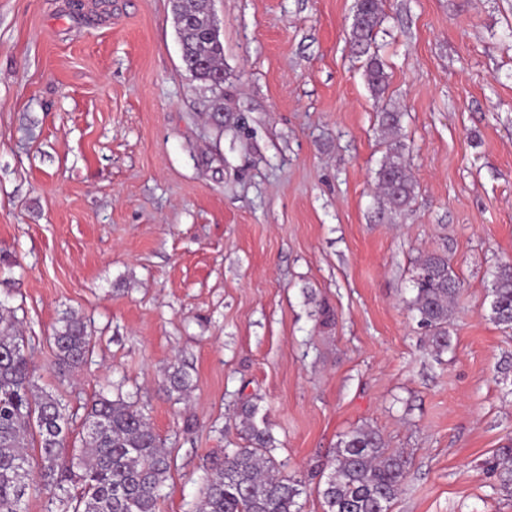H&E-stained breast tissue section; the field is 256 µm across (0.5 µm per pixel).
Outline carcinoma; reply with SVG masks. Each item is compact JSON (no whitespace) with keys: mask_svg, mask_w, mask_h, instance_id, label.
<instances>
[{"mask_svg":"<svg viewBox=\"0 0 512 512\" xmlns=\"http://www.w3.org/2000/svg\"><path fill=\"white\" fill-rule=\"evenodd\" d=\"M178 18L182 62L192 77L209 88L222 75L224 44L199 19L205 0H172ZM383 22L382 0H357L351 26V49L366 57L364 78L375 98L389 86L385 64L372 50L374 32ZM379 126L389 137L400 126V113L384 108ZM383 210L408 218L416 185L404 145L388 143L377 172ZM462 288L445 251L422 252L415 260L408 307L429 331V344L448 346V322ZM492 320L512 327V262L493 273ZM59 366L79 368L91 347L83 317L69 313L51 334ZM172 391L190 388L188 374L172 365L167 371ZM61 395L38 387L13 310L0 303V512H24L29 491L48 495V512H157L161 492L170 478L171 452L150 419L121 388L100 393L86 409L82 448L69 464L60 463L69 421ZM257 407L241 408L239 418L247 445L224 453L207 469L199 512H302V491L284 477L271 455L274 438L258 427ZM409 460L385 448L373 429L357 428L336 448L331 469L319 491L323 512H392L404 488ZM500 490L512 497V446L498 449L494 460Z\"/></svg>","mask_w":512,"mask_h":512,"instance_id":"1","label":"carcinoma"}]
</instances>
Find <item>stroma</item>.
<instances>
[{"instance_id": "35a3bbf8", "label": "stroma", "mask_w": 512, "mask_h": 512, "mask_svg": "<svg viewBox=\"0 0 512 512\" xmlns=\"http://www.w3.org/2000/svg\"><path fill=\"white\" fill-rule=\"evenodd\" d=\"M355 3L213 0L212 91L170 0H0V303L69 404L68 448L113 383L149 416L174 459L158 512H196L249 403L303 512H322L312 466L363 427L409 456L392 512H512L485 467L512 443V328L489 294L512 258V0H384L382 103L350 49ZM385 103L406 220L379 210ZM435 249L463 284L442 351L406 307ZM69 311L92 333L76 370L49 343Z\"/></svg>"}]
</instances>
